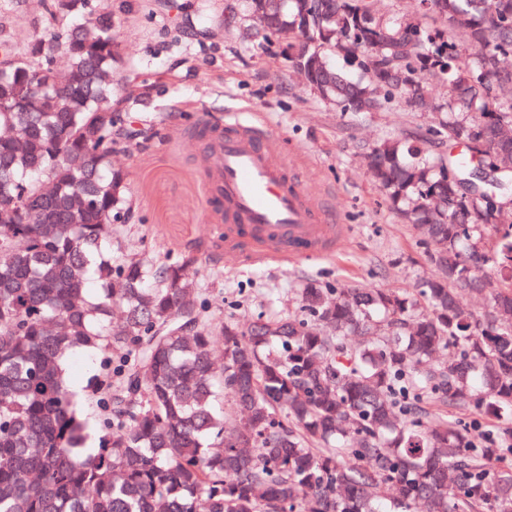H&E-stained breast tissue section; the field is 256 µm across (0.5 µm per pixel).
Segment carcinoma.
<instances>
[{
	"mask_svg": "<svg viewBox=\"0 0 512 512\" xmlns=\"http://www.w3.org/2000/svg\"><path fill=\"white\" fill-rule=\"evenodd\" d=\"M53 51L4 43L0 72V512H512V195L499 170L479 194L461 178L512 163V0H431L392 18L373 0H288L304 60L336 54L357 73L311 70L352 112L376 82L380 111L408 88L446 83L430 133L466 157L407 138L375 145L368 172L420 227L434 273L412 293L311 283L300 318L244 330L207 314L185 260H115L129 223L112 145L128 136L114 100V48L79 52L90 0H47ZM61 84L56 93L35 87ZM488 294L494 321L462 307ZM224 346V362L212 359ZM109 353L98 443L61 363ZM241 419L229 423L224 399Z\"/></svg>",
	"mask_w": 512,
	"mask_h": 512,
	"instance_id": "obj_1",
	"label": "carcinoma"
}]
</instances>
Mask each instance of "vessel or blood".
<instances>
[{
  "label": "vessel or blood",
  "instance_id": "b4317fda",
  "mask_svg": "<svg viewBox=\"0 0 512 512\" xmlns=\"http://www.w3.org/2000/svg\"><path fill=\"white\" fill-rule=\"evenodd\" d=\"M195 131L207 145L211 231L223 238L225 252L251 263H298L335 253L346 225L336 223L329 204L306 190L265 123L203 119Z\"/></svg>",
  "mask_w": 512,
  "mask_h": 512
}]
</instances>
